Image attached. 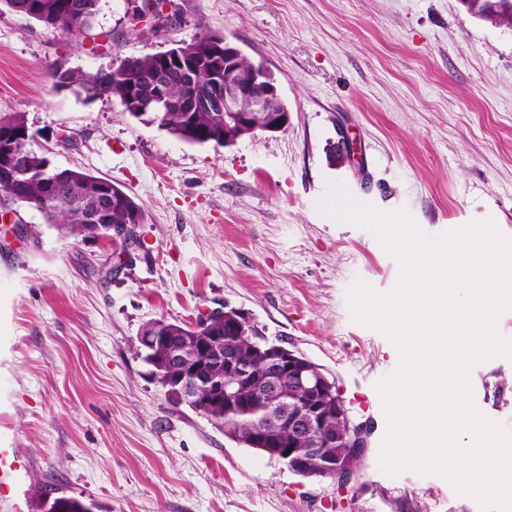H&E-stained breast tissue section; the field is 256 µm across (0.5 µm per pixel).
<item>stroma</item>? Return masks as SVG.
<instances>
[{"label": "stroma", "instance_id": "35a3bbf8", "mask_svg": "<svg viewBox=\"0 0 512 512\" xmlns=\"http://www.w3.org/2000/svg\"><path fill=\"white\" fill-rule=\"evenodd\" d=\"M176 24H137L101 0L75 41L0 11V113L21 112L54 167L112 181L147 212L137 240L61 236L32 210L0 246V448L17 463L0 512L46 496L95 512H480L437 475L378 466V381L399 354L356 323L348 291H378L398 265L370 232L324 214L335 185L407 208L431 235L493 219L512 236V29L461 0H166ZM220 32L277 81L289 122L234 145L185 143L119 102L55 87L53 65L86 74ZM72 150L54 145L60 131ZM231 305L367 395L369 444L347 484L302 478L174 404L136 343L144 323H193ZM477 408L512 433V360L477 364Z\"/></svg>", "mask_w": 512, "mask_h": 512}]
</instances>
